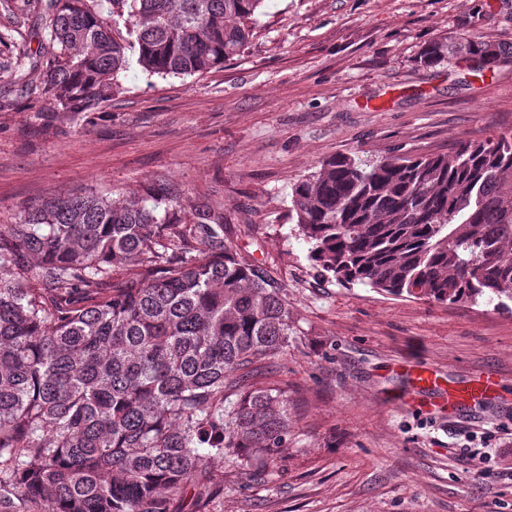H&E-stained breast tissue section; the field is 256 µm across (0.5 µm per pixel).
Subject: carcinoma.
<instances>
[{"mask_svg":"<svg viewBox=\"0 0 512 512\" xmlns=\"http://www.w3.org/2000/svg\"><path fill=\"white\" fill-rule=\"evenodd\" d=\"M33 2L50 26L25 95L69 118L133 62L162 78L223 65L267 0ZM467 57L493 70L512 44L474 34L420 60ZM290 212L342 284L512 302V133L449 156H331L293 183ZM297 335L284 289L224 244L220 212L90 192L25 209L0 225V512H171L191 487L207 512L224 490L211 463L282 459L288 387L262 367Z\"/></svg>","mask_w":512,"mask_h":512,"instance_id":"cac0c4a2","label":"carcinoma"}]
</instances>
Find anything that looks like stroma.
I'll list each match as a JSON object with an SVG mask.
<instances>
[{
    "instance_id": "1",
    "label": "stroma",
    "mask_w": 512,
    "mask_h": 512,
    "mask_svg": "<svg viewBox=\"0 0 512 512\" xmlns=\"http://www.w3.org/2000/svg\"><path fill=\"white\" fill-rule=\"evenodd\" d=\"M0 224L52 195L153 192L224 209V241L283 286L300 330L267 361L288 387L282 463L214 464L209 512H512V481L475 484L455 450L485 439L512 466V312L395 297L322 275L294 236L292 184L339 153L452 154L512 132V62L479 72L421 50L478 34L512 44V0H270L244 52L189 77L139 67L91 118H65L10 82L47 20L0 6ZM27 60H20V51ZM448 386L492 376L494 402L446 415L397 400L400 362Z\"/></svg>"
}]
</instances>
